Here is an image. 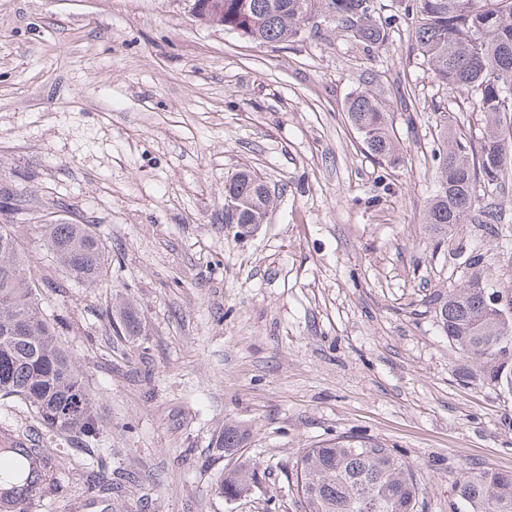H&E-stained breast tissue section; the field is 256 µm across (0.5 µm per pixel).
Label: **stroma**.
<instances>
[{"label":"stroma","instance_id":"stroma-1","mask_svg":"<svg viewBox=\"0 0 512 512\" xmlns=\"http://www.w3.org/2000/svg\"><path fill=\"white\" fill-rule=\"evenodd\" d=\"M193 0H0V224L36 277L61 279L45 224H88L111 262L93 287L45 289L90 392L95 447L0 400V443L73 454L37 512H302L293 465L347 436L393 448L417 512H452L463 470L512 473V393L460 373L433 296L480 277L512 289V180L444 241L424 213L443 116L484 118L443 89L402 0H376L388 40L334 23L257 43L200 22ZM381 101L399 158L370 155L345 112ZM257 172L279 197L255 228L224 221V182ZM132 302L136 336L117 334ZM250 437L207 457L225 423ZM104 461L138 481L88 495ZM254 465L248 492H218Z\"/></svg>","mask_w":512,"mask_h":512}]
</instances>
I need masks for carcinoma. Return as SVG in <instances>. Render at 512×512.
Instances as JSON below:
<instances>
[{
    "label": "carcinoma",
    "mask_w": 512,
    "mask_h": 512,
    "mask_svg": "<svg viewBox=\"0 0 512 512\" xmlns=\"http://www.w3.org/2000/svg\"><path fill=\"white\" fill-rule=\"evenodd\" d=\"M414 36L433 77L448 90L467 94L486 129L478 144L455 134L438 149V189L424 223L444 240L479 203L480 193L500 188L512 149V0H408ZM200 19L259 43L288 42L315 20H332L369 44L388 39L389 22L376 16L373 0H203ZM347 116L368 151L393 161L398 145L379 100L354 93ZM225 196L246 202L224 211L226 224H258L275 196H261L260 177L250 171L228 176ZM45 243L71 282L94 285L108 263L101 238L88 224H43ZM435 313L448 341L475 365L464 373L512 391V358L496 349L512 345V314L488 316L481 294L471 285L448 289L435 299ZM0 397H15L30 408L48 431L77 436L88 448L97 440L95 405L73 359L53 325L42 314V289L26 264L18 240L0 224ZM249 432L224 425L212 448L213 459L245 447ZM17 469L15 481L0 483V499L35 487L51 490L59 466L43 448H0L4 464ZM254 472L235 469L219 489L227 500L248 490ZM295 487L303 512H415L420 484L415 469L392 449L375 441L339 440L305 449L295 462ZM122 485L105 475L103 462L88 479L89 492L110 496ZM454 512H512V474L464 471L454 485Z\"/></svg>",
    "instance_id": "1"
}]
</instances>
